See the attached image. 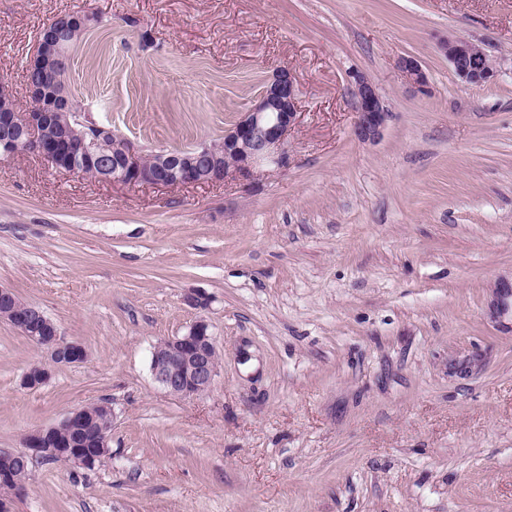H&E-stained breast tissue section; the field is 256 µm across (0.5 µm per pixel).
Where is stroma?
<instances>
[{
	"instance_id": "35a3bbf8",
	"label": "stroma",
	"mask_w": 512,
	"mask_h": 512,
	"mask_svg": "<svg viewBox=\"0 0 512 512\" xmlns=\"http://www.w3.org/2000/svg\"><path fill=\"white\" fill-rule=\"evenodd\" d=\"M68 12L102 19L69 93L142 152L222 139L281 66L300 118L286 164L221 182L0 158V286L88 351L24 389L41 353L0 321V449L95 400L115 412L111 460L38 464L10 512H512V0H0L18 111L38 31ZM451 36L482 43L496 83L458 79ZM356 71L391 113L373 143ZM201 316L221 370L176 398L150 350Z\"/></svg>"
}]
</instances>
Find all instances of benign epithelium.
Returning <instances> with one entry per match:
<instances>
[{"instance_id": "obj_1", "label": "benign epithelium", "mask_w": 512, "mask_h": 512, "mask_svg": "<svg viewBox=\"0 0 512 512\" xmlns=\"http://www.w3.org/2000/svg\"><path fill=\"white\" fill-rule=\"evenodd\" d=\"M89 15L60 14L39 31L28 70L37 80L28 82L34 103L29 112H19L12 91L0 81V157L9 158L24 148L47 161L63 174H83L90 167L96 176L128 186H184L222 181L230 173L245 175L259 161L283 163L288 132L298 122V101L293 72L287 67L276 70L261 90L257 103L245 112L216 143L183 150H166L147 158L131 141L98 124L86 123L70 111V101L61 93L54 98L43 94L49 79L61 81L58 62L61 45L58 28L63 22L88 27ZM441 51L448 58L456 76L464 83L484 86L495 82L499 70L485 50L463 37L442 42ZM400 67L407 81L422 88L426 75L413 56L401 59ZM353 94L357 119L355 134L362 141L379 140L390 118L383 97L363 74L353 75ZM112 137V153L99 151L105 137ZM0 307L9 314L8 323L30 339L43 354V360L26 368L20 380L23 388L36 390L48 383L56 368L76 366L88 358L86 348L61 336L58 327L44 318L37 304L19 297L10 288L0 286ZM150 362L154 380L170 395L188 399L209 391L221 367V353L209 322L200 317L180 336L156 343ZM59 425L32 430L23 449H0V458L13 462L35 463L48 458L47 448L56 449L54 458L63 464L87 467L91 459L85 449L68 437L55 439ZM112 422H99L94 442L101 454H109Z\"/></svg>"}]
</instances>
